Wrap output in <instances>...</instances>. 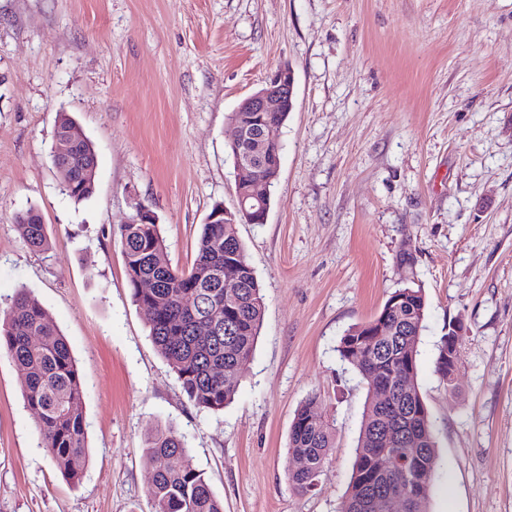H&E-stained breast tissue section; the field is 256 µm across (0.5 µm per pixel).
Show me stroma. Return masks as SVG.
<instances>
[{
	"mask_svg": "<svg viewBox=\"0 0 512 512\" xmlns=\"http://www.w3.org/2000/svg\"><path fill=\"white\" fill-rule=\"evenodd\" d=\"M289 66L294 109L266 223L237 226L265 295L234 401L194 407L132 298L119 227L158 218L190 267L215 203L235 211L228 116ZM98 157L75 201L59 113ZM36 207L50 247L14 217ZM412 265H402V253ZM427 298L418 383L439 462L430 512H512V0H0V300L27 289L85 384L86 464H51L0 355V512H152L150 428L173 427L224 512H339L366 387L345 332L398 288ZM467 329L455 388L435 371ZM335 428L316 489L288 481L309 395ZM454 322L448 323V327H450L447 332L443 334L440 340V344L438 346V356L436 360V372L439 375L440 379L444 380L448 384V388H453V384L456 383V373L458 368V363L455 358V352L453 353L452 361L454 363V369H452V366L448 364V344H450V341H453L456 343L458 341L459 336H465L467 333V330L464 326L460 328H455V334H450L453 332L451 329V326H453ZM454 375V376H453ZM455 381H453L454 379Z\"/></svg>",
	"mask_w": 512,
	"mask_h": 512,
	"instance_id": "obj_1",
	"label": "stroma"
}]
</instances>
